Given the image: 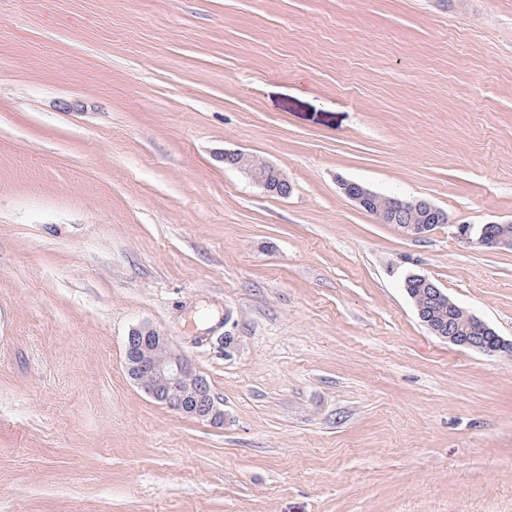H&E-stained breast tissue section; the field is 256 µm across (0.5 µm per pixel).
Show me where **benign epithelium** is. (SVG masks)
<instances>
[{
	"label": "benign epithelium",
	"instance_id": "1",
	"mask_svg": "<svg viewBox=\"0 0 512 512\" xmlns=\"http://www.w3.org/2000/svg\"><path fill=\"white\" fill-rule=\"evenodd\" d=\"M224 161L268 192L286 197L291 191L288 179L274 166L266 163L265 173H257L249 153L226 151ZM340 189L365 211L381 198L380 194L355 181H341ZM381 223L394 224L405 235L417 238L438 224L451 223V220L445 211L426 199L394 198L389 200V206L382 213ZM477 243L488 248H512V220L483 225ZM412 282L429 291V298L436 308L456 313L460 317L457 325L447 327L440 322L435 312L420 302L417 294L408 287ZM405 284L418 318L432 334L483 354L512 355V340L504 339L485 321L459 306L428 277L410 274L405 278ZM125 365L128 376L155 401L214 426L224 425V410L216 402L207 380L188 359L171 349L168 337L160 331L150 326L133 329L127 337Z\"/></svg>",
	"mask_w": 512,
	"mask_h": 512
}]
</instances>
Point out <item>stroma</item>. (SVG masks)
<instances>
[{"instance_id": "obj_1", "label": "stroma", "mask_w": 512, "mask_h": 512, "mask_svg": "<svg viewBox=\"0 0 512 512\" xmlns=\"http://www.w3.org/2000/svg\"><path fill=\"white\" fill-rule=\"evenodd\" d=\"M509 220L512 0H0V512H512V356L403 288L512 339V249L454 230ZM142 325L223 427L130 380ZM253 155L239 150L225 151L224 161L244 173L256 185L267 192L281 197H288L291 186L280 170L265 162V174H258L253 164ZM340 189L347 198L366 212H369L370 207L373 205L370 211L372 214H376L387 204V200H379L381 198L380 194L359 182L342 180L340 182ZM376 201L377 203L374 204ZM388 198H391L389 206L378 221L383 224H395L406 236L422 237L432 231L437 224L451 223L445 211L426 199ZM410 282H415L419 288H428L429 298L434 306L440 310L448 308V311L455 312L460 321L454 327L448 323V327L437 319L433 311L420 302L413 291H418ZM404 290L412 300L414 309L421 322L432 334L448 341L449 343L478 351L487 355L507 354L512 355V340H506L498 335L485 321L470 313L454 302L445 290L439 287L434 281L426 276L410 274L405 278ZM413 291H411V288ZM448 311L446 317L448 318Z\"/></svg>"}]
</instances>
